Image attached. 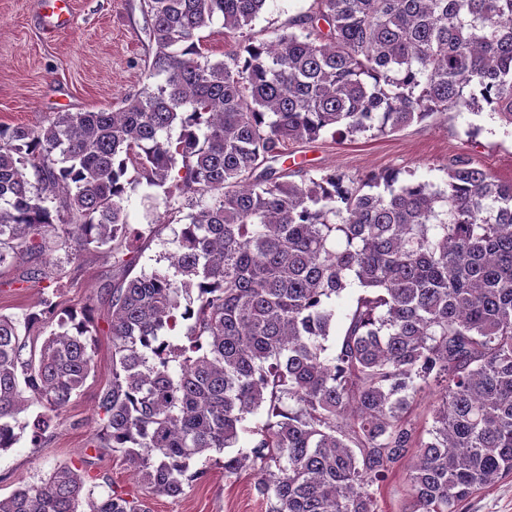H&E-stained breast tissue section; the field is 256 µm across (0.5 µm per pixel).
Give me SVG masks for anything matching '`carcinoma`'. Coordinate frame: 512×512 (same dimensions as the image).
Returning <instances> with one entry per match:
<instances>
[{
    "instance_id": "cac0c4a2",
    "label": "carcinoma",
    "mask_w": 512,
    "mask_h": 512,
    "mask_svg": "<svg viewBox=\"0 0 512 512\" xmlns=\"http://www.w3.org/2000/svg\"><path fill=\"white\" fill-rule=\"evenodd\" d=\"M266 3L144 0L147 84L115 110L0 124V264L110 246L112 380L87 447L122 453L149 493L181 495L222 451L225 477L255 470L269 512H376L411 454L405 512H459L512 475V182L462 159L442 186L334 169L298 183L284 163L291 143L448 111L512 127V0H316L296 31L238 39ZM217 21L234 45L213 60ZM140 180L212 202L172 228L166 270L131 278L124 201ZM354 283L338 336L333 298ZM91 324L49 298L0 314V450L57 426L95 373ZM425 394L423 437L407 414ZM259 409L253 456L225 452ZM83 497L150 512L69 464L0 512H78Z\"/></svg>"
}]
</instances>
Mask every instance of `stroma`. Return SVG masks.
<instances>
[{"label":"stroma","instance_id":"obj_1","mask_svg":"<svg viewBox=\"0 0 512 512\" xmlns=\"http://www.w3.org/2000/svg\"><path fill=\"white\" fill-rule=\"evenodd\" d=\"M70 20L55 30L44 21L42 0H0V123L41 125L56 112H88L118 106L125 92L146 84L145 64L151 53L143 0H69ZM314 0H269L265 12L247 35L255 41L272 38L276 29L309 14ZM303 168L317 174L336 170L351 179L397 171L401 176L442 183L451 162L468 160L512 182V130L491 112L449 111L403 130L356 135L339 142L325 137L294 145ZM124 207L131 231H146L158 214L172 224L190 211L186 198L139 184L127 194ZM170 229L151 241H134V273L167 267L173 251ZM63 266V278L22 283L24 269L34 264ZM120 273L107 248L86 253L80 264L68 262L64 251L38 258L7 259L0 264V313L24 319L39 311L44 297L59 307L90 309L97 368L79 395L72 397L56 433L43 446H33L22 433L13 448L0 451V495L40 483L60 464L83 463L90 486L112 481L129 494L141 496L122 453L87 452L97 428L94 400L112 378V338L108 291ZM224 456L213 453L205 481L186 486L183 495L154 496L152 512H268L269 504L255 487L254 476L225 478ZM460 512H512V476L487 485L460 506Z\"/></svg>","mask_w":512,"mask_h":512}]
</instances>
